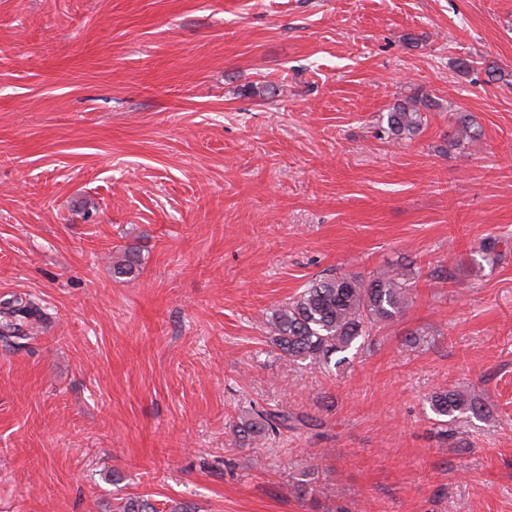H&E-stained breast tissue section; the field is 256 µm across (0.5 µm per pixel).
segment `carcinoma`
<instances>
[{
	"label": "carcinoma",
	"mask_w": 512,
	"mask_h": 512,
	"mask_svg": "<svg viewBox=\"0 0 512 512\" xmlns=\"http://www.w3.org/2000/svg\"><path fill=\"white\" fill-rule=\"evenodd\" d=\"M430 108L424 96L396 101L386 112L384 133L395 144L412 139L422 127L423 112ZM453 140L461 145L479 139L481 132L468 117L455 116ZM139 272L136 251H124V259L113 266L117 277ZM414 282L404 268H383L366 277L327 276L308 282L290 301L266 320L276 348L288 358L313 367H340L357 342L376 328L402 317L412 300ZM40 311L35 299L5 298L0 301V338L26 339L30 317ZM436 420L456 432L466 419L490 417L484 398L474 392L443 390L428 398ZM295 417L285 411L265 410L241 419L236 434L242 441L256 442L281 429Z\"/></svg>",
	"instance_id": "carcinoma-1"
}]
</instances>
